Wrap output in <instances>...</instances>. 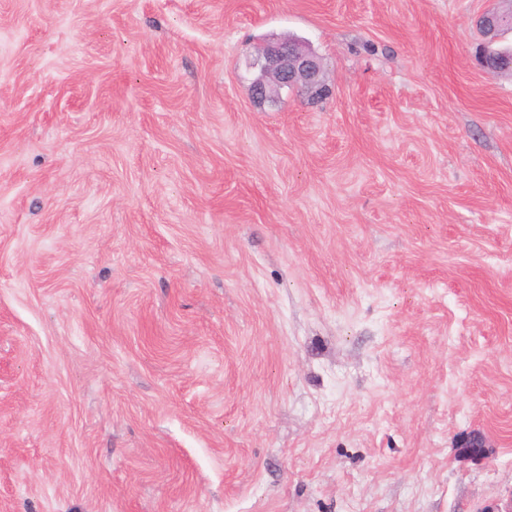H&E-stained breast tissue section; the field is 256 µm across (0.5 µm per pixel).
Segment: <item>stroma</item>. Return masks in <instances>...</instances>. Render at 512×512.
Instances as JSON below:
<instances>
[{"mask_svg":"<svg viewBox=\"0 0 512 512\" xmlns=\"http://www.w3.org/2000/svg\"><path fill=\"white\" fill-rule=\"evenodd\" d=\"M491 4L0 0V512H503ZM476 25L486 40L480 64L483 68L491 70V66L498 60L496 51L499 50L493 48V45L505 31H512V18H508L507 22L506 16L500 9L489 7L478 17ZM255 65L258 75L251 84L252 98L258 103L272 98L283 88H300L311 100L329 94L321 58L299 40L274 39L264 43Z\"/></svg>","mask_w":512,"mask_h":512,"instance_id":"obj_1","label":"stroma"}]
</instances>
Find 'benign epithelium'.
<instances>
[{"mask_svg": "<svg viewBox=\"0 0 512 512\" xmlns=\"http://www.w3.org/2000/svg\"><path fill=\"white\" fill-rule=\"evenodd\" d=\"M486 43L481 53V65L489 70L498 60L494 43L506 31H512V18L499 9L487 8L476 20ZM258 75L251 84L252 98L265 102L274 92L283 88H300L312 100L329 94L321 58L299 40L274 39L264 43L258 52Z\"/></svg>", "mask_w": 512, "mask_h": 512, "instance_id": "1", "label": "benign epithelium"}]
</instances>
